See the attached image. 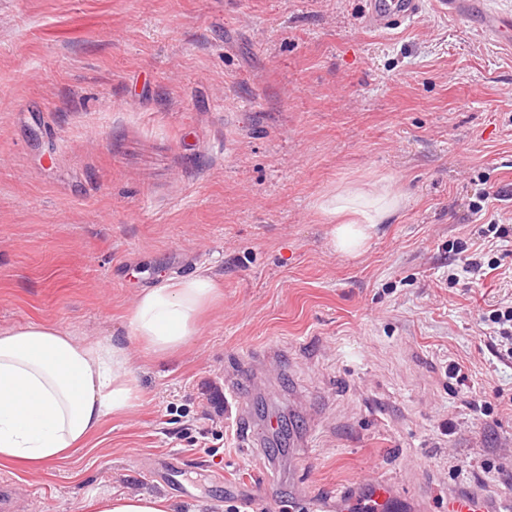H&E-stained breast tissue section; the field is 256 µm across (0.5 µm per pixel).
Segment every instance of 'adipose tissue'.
<instances>
[{
  "label": "adipose tissue",
  "mask_w": 512,
  "mask_h": 512,
  "mask_svg": "<svg viewBox=\"0 0 512 512\" xmlns=\"http://www.w3.org/2000/svg\"><path fill=\"white\" fill-rule=\"evenodd\" d=\"M388 181L342 188L323 198L335 251L359 255L369 231L404 207ZM214 293L199 274L143 290L131 316L133 332L155 354L181 350L200 333L198 315ZM133 358L120 345L84 343L43 322L0 331V463L44 469L69 458L108 414L132 409L139 391ZM93 512H170L149 495L92 493Z\"/></svg>",
  "instance_id": "ef3b65f1"
}]
</instances>
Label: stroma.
<instances>
[{
    "label": "stroma",
    "instance_id": "stroma-1",
    "mask_svg": "<svg viewBox=\"0 0 512 512\" xmlns=\"http://www.w3.org/2000/svg\"><path fill=\"white\" fill-rule=\"evenodd\" d=\"M368 3L0 0V330L128 347L139 387L69 459L0 466L12 512L94 489L307 512L380 480L397 512L476 491L512 512V45L436 0L378 32ZM380 178L406 206L338 253L321 198ZM198 273L220 294L199 336L147 352L136 297ZM271 347L240 423L227 384ZM495 323L502 324L503 328L501 332H499V337H496L497 342L493 341L494 346L496 347V352L499 355L505 356L507 358H512V310L504 311L494 315ZM510 323V330L508 328H504V326Z\"/></svg>",
    "mask_w": 512,
    "mask_h": 512
}]
</instances>
